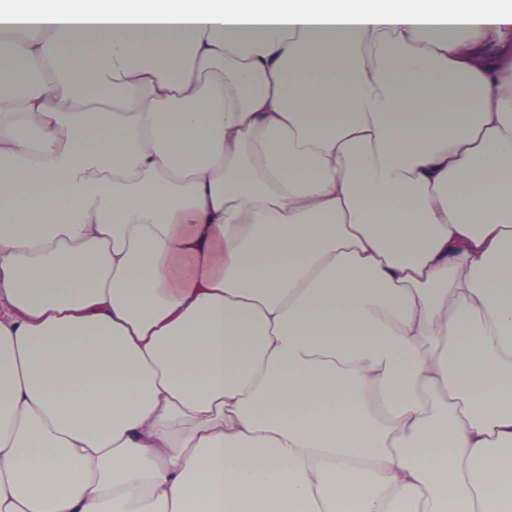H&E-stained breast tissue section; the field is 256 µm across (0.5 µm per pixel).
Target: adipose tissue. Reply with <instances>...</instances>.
<instances>
[{"mask_svg":"<svg viewBox=\"0 0 512 512\" xmlns=\"http://www.w3.org/2000/svg\"><path fill=\"white\" fill-rule=\"evenodd\" d=\"M0 512H512V0H12Z\"/></svg>","mask_w":512,"mask_h":512,"instance_id":"obj_1","label":"adipose tissue"}]
</instances>
